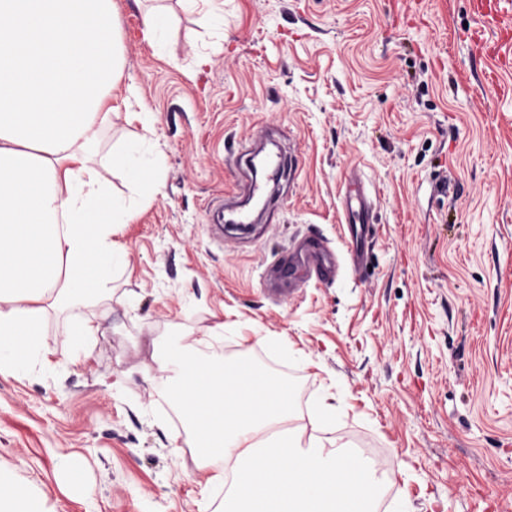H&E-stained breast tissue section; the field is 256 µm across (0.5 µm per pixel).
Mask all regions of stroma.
<instances>
[{
	"instance_id": "1",
	"label": "stroma",
	"mask_w": 512,
	"mask_h": 512,
	"mask_svg": "<svg viewBox=\"0 0 512 512\" xmlns=\"http://www.w3.org/2000/svg\"><path fill=\"white\" fill-rule=\"evenodd\" d=\"M118 112L101 151L137 140L126 83L151 111L160 192L111 177L137 209L111 304L86 341L48 316L42 348L0 372V472L43 512H198L224 490L198 469L152 359L200 340L288 379L290 427L376 453L391 512H512V69L496 84L473 0H224L202 23L179 0H114ZM164 8L161 47L143 14ZM277 142L292 165L261 218L219 221L236 157ZM375 214L364 270L276 297L266 274L307 237L344 253V176ZM81 466L73 483L65 462Z\"/></svg>"
}]
</instances>
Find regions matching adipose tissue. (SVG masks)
Returning a JSON list of instances; mask_svg holds the SVG:
<instances>
[{
    "label": "adipose tissue",
    "instance_id": "obj_1",
    "mask_svg": "<svg viewBox=\"0 0 512 512\" xmlns=\"http://www.w3.org/2000/svg\"><path fill=\"white\" fill-rule=\"evenodd\" d=\"M113 0H0V370L24 368L43 321L60 309L77 333L97 332L85 309L111 302L116 225L131 211L106 172L142 184L135 147L99 158L122 76ZM199 468L230 463L222 512H375L384 481L349 442L281 430L287 381L240 368L194 345H157Z\"/></svg>",
    "mask_w": 512,
    "mask_h": 512
}]
</instances>
